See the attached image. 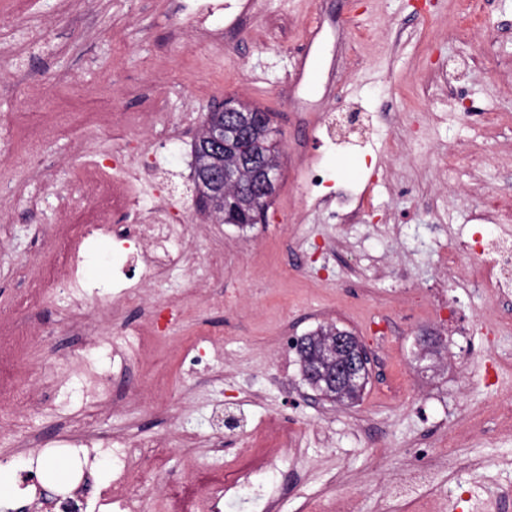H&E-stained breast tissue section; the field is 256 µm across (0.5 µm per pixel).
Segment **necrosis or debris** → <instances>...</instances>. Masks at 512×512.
<instances>
[{
	"label": "necrosis or debris",
	"mask_w": 512,
	"mask_h": 512,
	"mask_svg": "<svg viewBox=\"0 0 512 512\" xmlns=\"http://www.w3.org/2000/svg\"><path fill=\"white\" fill-rule=\"evenodd\" d=\"M147 114L114 111L112 98L100 94L83 107L68 111L46 105L28 121L17 126L23 145L16 164L35 165L43 142L72 129L96 131L110 126L122 136L124 148L109 162L81 167L77 181L88 191L89 200H75L63 210L52 231L48 252L36 259L28 271V286L14 308L0 312V442L14 440L22 425L42 410L39 389L23 371L27 350L42 341V332L26 319L27 314L46 304L63 302L68 324L78 337L70 357L86 359L98 336L111 335V325L94 320L90 300L96 292L81 276L88 255L99 239H107L126 251V262L112 272V297L121 304L137 303L143 311L138 328L139 347L155 335L162 315L148 301L159 281L179 274L194 277L198 266H206L209 277H224V255L213 252L198 257L191 249L205 235L207 225L189 224L176 213L147 176L139 152V133ZM119 212L133 214L128 224L113 223ZM445 271L463 276L488 288L512 286V239L496 237L449 251L442 260ZM128 344H113L112 373L101 378L106 397H92L89 406L73 420L57 440L37 439L26 444L25 455L37 459L51 456L67 460L79 481L62 497L35 494L26 512H222L225 497L238 493L252 476L276 468L278 449L293 446L296 431L277 426L244 441L230 462L197 469L187 478H167L173 446L163 437L145 438L124 433H101L95 428L100 415L142 403V388L129 384L114 386L113 379L127 370ZM103 455L112 460V478L97 484L80 473L82 460ZM450 458L433 454L425 466L407 467L386 482L388 496L396 497L429 484L431 475ZM158 472L165 480L155 498L141 493L142 474Z\"/></svg>",
	"instance_id": "obj_1"
}]
</instances>
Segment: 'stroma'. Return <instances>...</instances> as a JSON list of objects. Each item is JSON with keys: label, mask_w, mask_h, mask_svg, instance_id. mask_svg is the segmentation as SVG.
Masks as SVG:
<instances>
[{"label": "stroma", "mask_w": 512, "mask_h": 512, "mask_svg": "<svg viewBox=\"0 0 512 512\" xmlns=\"http://www.w3.org/2000/svg\"><path fill=\"white\" fill-rule=\"evenodd\" d=\"M459 59L468 68L447 82ZM61 76L80 100L110 86L126 112L142 111L146 97L161 102L182 134L163 140L147 124V159L187 222L208 225L196 251L223 252L226 268L225 304L193 306L168 328L186 340L223 337V358L195 378L168 354L183 402L161 414L142 405L102 415L101 431L192 430L196 448L174 449L170 461L185 473L210 455L216 401L238 414L228 448L272 417L299 427L300 449L226 499L224 512H260L272 488L286 493L282 512L319 495L362 496L367 512H424L433 497L440 512H512V421L488 411L512 403V333L486 322L498 308L487 289L459 287L440 266L458 241L512 235V0H0V119L39 110ZM227 97L271 112L284 151L265 223L244 229L199 212L191 181L201 122ZM352 111L360 124L348 132L340 122ZM119 145L106 127L72 131L30 168L10 161L18 143L0 141V220L15 227L0 242V308L25 288L21 271L48 246L60 199L80 193L78 168ZM312 169L322 176L316 188ZM343 192L365 199L349 221L330 204ZM34 194L45 197L41 209L24 205ZM439 280L468 335L444 334L424 304L394 323L404 290L425 295ZM42 321L52 345L26 361L57 374L29 430L50 438L85 402L80 369L66 359L76 341L66 315L53 303ZM375 321L387 329V367L362 400L316 396L291 339L333 323L365 343ZM391 386L402 387L399 399ZM467 420L493 435L459 437ZM444 452L455 463L430 485L386 496L390 474Z\"/></svg>", "instance_id": "obj_1"}]
</instances>
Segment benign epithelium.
<instances>
[{"instance_id": "benign-epithelium-1", "label": "benign epithelium", "mask_w": 512, "mask_h": 512, "mask_svg": "<svg viewBox=\"0 0 512 512\" xmlns=\"http://www.w3.org/2000/svg\"><path fill=\"white\" fill-rule=\"evenodd\" d=\"M193 153L194 179L206 189L208 210L216 218L224 216L230 187L245 183L253 195L268 200L276 194L279 167L257 139L254 110L241 100L226 98L206 113ZM290 345L302 361L303 381L314 391H330L352 402L370 380L367 352L346 329H331L318 349L307 334Z\"/></svg>"}]
</instances>
